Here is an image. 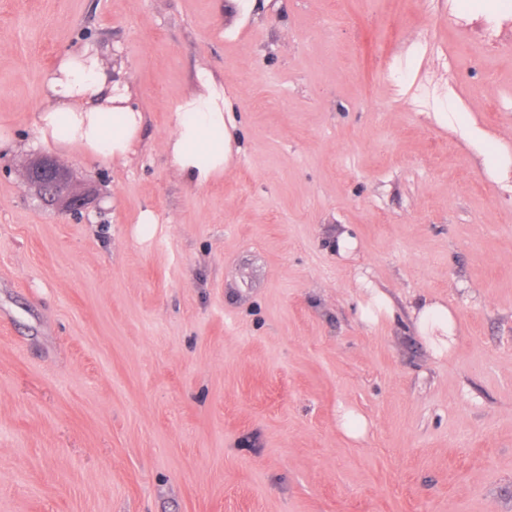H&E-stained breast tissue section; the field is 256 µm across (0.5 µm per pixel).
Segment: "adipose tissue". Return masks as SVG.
<instances>
[{
  "mask_svg": "<svg viewBox=\"0 0 512 512\" xmlns=\"http://www.w3.org/2000/svg\"><path fill=\"white\" fill-rule=\"evenodd\" d=\"M202 90L185 100L177 114V130L166 150L183 179L205 184L214 172L223 170L230 152L224 118V98L215 91L211 77H204ZM52 104L39 116L44 139L73 144L96 158L126 159L136 143L142 123L128 88L115 78L96 52L87 50L67 56L48 81ZM420 336H451L456 319L437 300H424L413 311Z\"/></svg>",
  "mask_w": 512,
  "mask_h": 512,
  "instance_id": "ef3b65f1",
  "label": "adipose tissue"
}]
</instances>
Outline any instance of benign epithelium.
Masks as SVG:
<instances>
[{"mask_svg": "<svg viewBox=\"0 0 512 512\" xmlns=\"http://www.w3.org/2000/svg\"><path fill=\"white\" fill-rule=\"evenodd\" d=\"M27 182L45 204L71 214L81 212L92 202L91 192L78 188L69 170L49 156L29 161Z\"/></svg>", "mask_w": 512, "mask_h": 512, "instance_id": "7a95c632", "label": "benign epithelium"}]
</instances>
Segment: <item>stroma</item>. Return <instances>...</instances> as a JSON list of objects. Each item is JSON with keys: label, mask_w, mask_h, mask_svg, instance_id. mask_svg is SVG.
Instances as JSON below:
<instances>
[{"label": "stroma", "mask_w": 512, "mask_h": 512, "mask_svg": "<svg viewBox=\"0 0 512 512\" xmlns=\"http://www.w3.org/2000/svg\"><path fill=\"white\" fill-rule=\"evenodd\" d=\"M226 4L0 0V512H512V0ZM86 49L143 115L127 160L41 135ZM205 72L232 150L194 186L165 144ZM42 154L82 216L28 185ZM26 179L45 204L71 214L81 212L93 199L89 190L77 187L67 168L49 156L31 159ZM393 309L388 297L375 290L370 292V298L366 306L360 307V319L368 324H374L381 316L391 317ZM413 321L423 338L453 336L457 326L455 316L448 306L430 299L424 300L413 310Z\"/></svg>", "instance_id": "35a3bbf8"}]
</instances>
